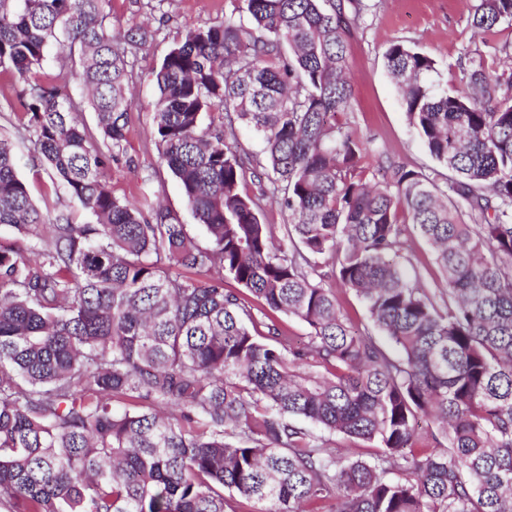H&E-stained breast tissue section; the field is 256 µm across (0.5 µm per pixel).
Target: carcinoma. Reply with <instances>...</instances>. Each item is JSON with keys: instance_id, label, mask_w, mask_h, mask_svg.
<instances>
[{"instance_id": "1", "label": "carcinoma", "mask_w": 512, "mask_h": 512, "mask_svg": "<svg viewBox=\"0 0 512 512\" xmlns=\"http://www.w3.org/2000/svg\"><path fill=\"white\" fill-rule=\"evenodd\" d=\"M110 3L0 0L21 129L88 216L35 204L0 139V224L28 240L0 246V512H512V73L464 65L450 91L430 55L391 43L409 124L448 178L391 164L373 185L367 141L336 122L366 4L242 0L153 70L151 136L203 246L109 187L135 105ZM503 23L512 0H476L475 33ZM55 42L69 61L50 79ZM76 63L95 134L57 86ZM238 125L263 159L238 153ZM248 176L288 223L262 222ZM410 229L445 287L407 276ZM335 282L372 327L342 312ZM336 435L377 451L338 456Z\"/></svg>"}]
</instances>
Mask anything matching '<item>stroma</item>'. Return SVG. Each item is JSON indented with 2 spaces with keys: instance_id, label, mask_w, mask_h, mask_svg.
<instances>
[{
  "instance_id": "1",
  "label": "stroma",
  "mask_w": 512,
  "mask_h": 512,
  "mask_svg": "<svg viewBox=\"0 0 512 512\" xmlns=\"http://www.w3.org/2000/svg\"><path fill=\"white\" fill-rule=\"evenodd\" d=\"M365 3L348 39L354 98L350 112L343 117L353 131L369 141V151L361 161L365 176L376 177L379 161L387 159L409 168L436 170L437 162L407 120L400 91L385 66V47L394 41L417 46L435 60L442 84L456 89L461 64L470 62L490 71H503L502 58L491 48L503 46L512 53V27L504 24L486 35L475 34L469 22L474 0ZM240 4L241 0H112L110 6L109 26L114 35L123 36L136 25L144 26L148 33L145 45L127 56L131 92L138 107L132 112L125 151L111 165L110 188L121 198L146 195L162 201L203 244L208 241L207 233L186 206L150 137L156 97L152 69L186 30L237 14ZM0 137L13 142L16 172L33 200L41 201L52 184L33 145L1 116ZM402 256L409 261V274L419 277L425 287H443L444 278L431 249L417 234L406 237Z\"/></svg>"
}]
</instances>
